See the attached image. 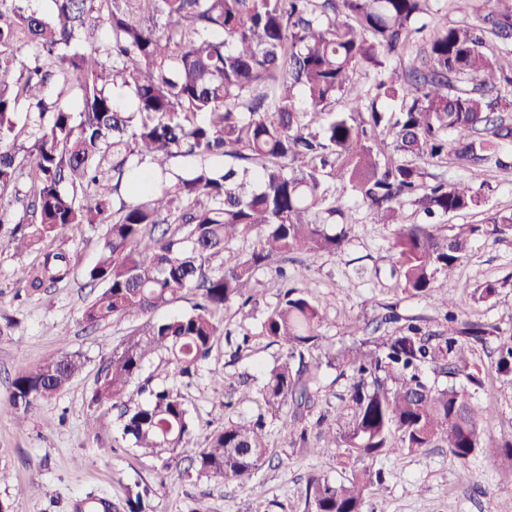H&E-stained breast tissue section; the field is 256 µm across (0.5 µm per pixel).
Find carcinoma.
Instances as JSON below:
<instances>
[{
    "label": "carcinoma",
    "instance_id": "obj_1",
    "mask_svg": "<svg viewBox=\"0 0 512 512\" xmlns=\"http://www.w3.org/2000/svg\"><path fill=\"white\" fill-rule=\"evenodd\" d=\"M24 2L0 0V198L18 167L13 133L30 122L38 133L29 153L31 220L7 228L0 214V232L23 252L65 230L106 225L85 272L104 285L81 313L92 327L200 291L192 311L150 322L113 348L91 393L92 407L121 408L124 436L148 455L188 447L193 421L176 388L143 387L148 398L133 399L129 387L145 359L163 353L179 377L193 378L224 336V308L256 304L244 291L252 275L291 252H343L356 206L374 224L396 225L402 288L431 297L451 323L457 305L436 293V276L462 262L474 237L512 234V213L437 224L480 207L482 196L427 171L452 159L512 173V122L502 116L512 111V0H488L475 22L435 29L418 64L404 70L393 62L423 33L434 0H51L49 16ZM99 30L103 39L88 42ZM31 47L39 54L16 72ZM360 68L378 76L365 94L355 81ZM71 81L74 108L50 95ZM118 86L132 90L133 111L115 105ZM342 99L350 108L337 112ZM336 180L354 205L331 193ZM407 204L425 219L407 222ZM336 223L340 233L325 231ZM235 239L245 249L228 251ZM226 251L224 266L210 271ZM72 269L68 253L45 250L16 270V283L32 295ZM323 319L291 287L264 322L286 359L259 395L275 411L292 406L285 438L314 451L342 448L352 460L340 483L309 478L304 512H365L370 488L383 481L373 467L381 456L446 448L464 462L484 447L467 395L430 385L422 368L449 358L446 373L458 374L485 327L464 321L433 345L409 324L373 350L352 345L341 354L351 372L343 405L304 424L316 390L301 349L318 346ZM84 366L65 353L19 375L9 395L18 428ZM496 367L512 374V337ZM268 449L263 417L229 422L195 451L192 467L200 477L243 480ZM150 495L148 487L116 501L90 492L72 512H153Z\"/></svg>",
    "mask_w": 512,
    "mask_h": 512
}]
</instances>
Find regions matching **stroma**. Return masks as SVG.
<instances>
[{"label":"stroma","instance_id":"obj_1","mask_svg":"<svg viewBox=\"0 0 512 512\" xmlns=\"http://www.w3.org/2000/svg\"><path fill=\"white\" fill-rule=\"evenodd\" d=\"M437 173L451 181H467L485 197L483 208L449 215L447 223L482 224L495 214L512 212V175L495 177L483 166L454 163ZM357 216L343 253H291L278 258L276 266L254 273L247 288L256 305L243 314L232 306L225 309L228 335L190 386H183L164 358L146 360L141 381L180 388L196 426L191 448L167 463L140 455L124 439L116 411L92 410L89 400L113 347L140 332L147 320L190 312L198 300L196 291L181 292L150 318L128 317L90 327L82 321L81 310L99 288L84 272L97 261L104 226L60 234L53 246L72 256L74 270L68 279L32 297L18 294L15 271L37 263V255L15 254L1 236L0 315L17 320L18 327L14 335L0 336V469L10 475L0 485V502L9 503L10 512H70L71 503L88 492L118 499L128 488L146 484L152 489L155 512H194L200 502L209 512H302L310 476L345 480L351 463L342 449L310 454L292 447L281 432L283 416L261 412L258 391L267 373L285 357L284 349L263 332L283 283L303 287L325 315L322 347L305 356L317 369L321 408L338 405L349 382L326 357L350 345L356 330L377 339L389 331L385 318L392 314L401 323L418 324L433 333L446 328L432 299L403 290L392 276L394 225L371 223L362 209ZM495 281L501 284L498 292L482 297L484 286ZM436 285L458 301L465 319L498 328L496 335L475 345L467 374L448 377L435 373L432 366L423 368L429 383L441 388L452 384L468 393L482 415L487 446L464 462L444 448L379 459L376 466L383 471L384 482L369 494L367 512H500L512 501V461L497 447L501 439L512 436V381L496 372L499 346L512 336V236L475 238L467 257L452 274L438 277ZM245 334L250 342L238 349ZM64 351L84 357L83 373L43 402L26 432H19L8 403L14 379ZM216 375L223 377L225 392L232 393L233 408H223L222 394L214 392L211 379ZM259 415L266 424L270 454L249 480L219 484L194 473L192 451L204 446L210 430ZM91 417L96 420L92 429L87 426ZM34 482L40 484L41 494L30 492Z\"/></svg>","mask_w":512,"mask_h":512}]
</instances>
